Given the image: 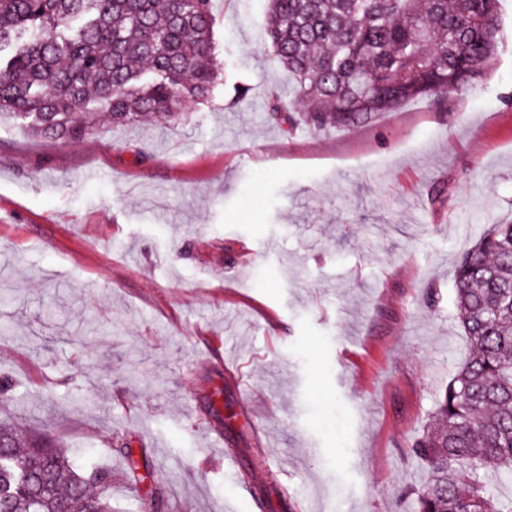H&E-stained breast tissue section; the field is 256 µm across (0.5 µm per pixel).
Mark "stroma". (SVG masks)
I'll use <instances>...</instances> for the list:
<instances>
[{
  "label": "stroma",
  "instance_id": "obj_1",
  "mask_svg": "<svg viewBox=\"0 0 512 512\" xmlns=\"http://www.w3.org/2000/svg\"><path fill=\"white\" fill-rule=\"evenodd\" d=\"M265 11L213 0L224 84L174 128L0 125V420L111 471L114 512H411L456 264L512 219V0L472 88L287 133ZM122 451L126 460V478L129 482L137 484L150 476L144 455L138 458L132 448H122Z\"/></svg>",
  "mask_w": 512,
  "mask_h": 512
}]
</instances>
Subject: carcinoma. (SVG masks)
<instances>
[{"mask_svg": "<svg viewBox=\"0 0 512 512\" xmlns=\"http://www.w3.org/2000/svg\"><path fill=\"white\" fill-rule=\"evenodd\" d=\"M213 0H0V123L36 139L83 143L101 122L161 128L208 103L223 63ZM499 0H267L271 48L291 101L268 95L266 120L289 131L371 122L419 97L462 90L496 61ZM457 319L470 342L412 453L429 479L405 491L414 512H512L493 486L512 461V221L459 259ZM126 478L150 476L123 449ZM87 469L44 433L0 422V512H112Z\"/></svg>", "mask_w": 512, "mask_h": 512, "instance_id": "cac0c4a2", "label": "carcinoma"}]
</instances>
